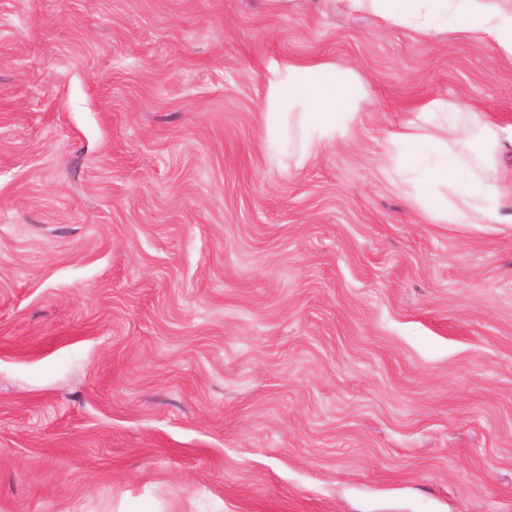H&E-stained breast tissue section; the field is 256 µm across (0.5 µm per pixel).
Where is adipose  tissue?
<instances>
[{
  "label": "adipose tissue",
  "instance_id": "1",
  "mask_svg": "<svg viewBox=\"0 0 512 512\" xmlns=\"http://www.w3.org/2000/svg\"><path fill=\"white\" fill-rule=\"evenodd\" d=\"M352 11L372 10L386 24L410 30L424 38L451 30L476 33L496 53L512 59V10L493 0H342ZM263 122L271 142L284 139L290 124H297V153L307 159L323 144L343 136L356 114L352 107L368 95L365 83L350 68L331 59L272 63L266 72ZM418 122L393 128L387 137L390 167H410L429 152L436 161L417 180L406 181L407 201L437 224H510L512 208L505 200L512 193L503 181V159L512 155V124H501L483 112L463 111L452 99L434 98L418 106ZM445 128L452 144L423 135L420 123ZM463 148L477 169L462 165L455 153ZM448 186L459 198L452 206L435 195Z\"/></svg>",
  "mask_w": 512,
  "mask_h": 512
}]
</instances>
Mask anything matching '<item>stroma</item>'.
<instances>
[{
	"mask_svg": "<svg viewBox=\"0 0 512 512\" xmlns=\"http://www.w3.org/2000/svg\"><path fill=\"white\" fill-rule=\"evenodd\" d=\"M347 133L271 160L265 73ZM512 123V61L340 0H0V512H512V224H435L388 132ZM263 122L271 142L283 141L298 124L299 160L343 136L355 120L352 106L368 96L365 83L336 60L285 59L266 72Z\"/></svg>",
	"mask_w": 512,
	"mask_h": 512,
	"instance_id": "1",
	"label": "stroma"
}]
</instances>
